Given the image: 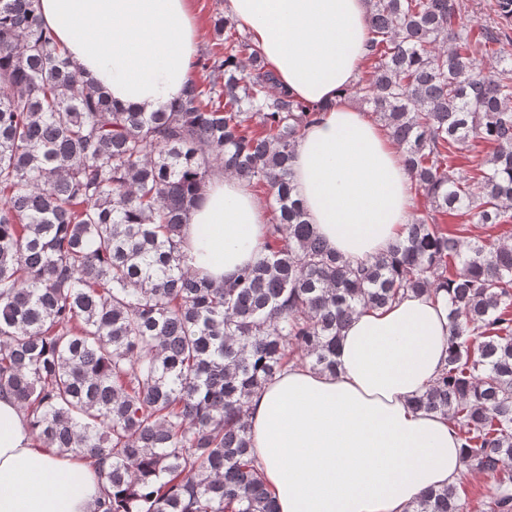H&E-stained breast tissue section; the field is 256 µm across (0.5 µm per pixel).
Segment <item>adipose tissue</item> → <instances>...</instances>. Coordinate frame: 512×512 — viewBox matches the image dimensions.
<instances>
[{"mask_svg": "<svg viewBox=\"0 0 512 512\" xmlns=\"http://www.w3.org/2000/svg\"><path fill=\"white\" fill-rule=\"evenodd\" d=\"M296 98L326 104L291 162L306 217L348 260L385 252L408 223L413 185L380 124L348 102L366 57V0H224ZM73 65L139 112L177 100L200 34L189 0H39ZM269 211L214 172L181 228L198 276L220 284L261 252ZM444 298L410 294L353 316L335 372L291 367L253 395L251 442L278 512H410L430 488L465 475L448 420L416 411L447 356ZM103 483L85 462L43 447L11 396H0V512H97Z\"/></svg>", "mask_w": 512, "mask_h": 512, "instance_id": "adipose-tissue-1", "label": "adipose tissue"}]
</instances>
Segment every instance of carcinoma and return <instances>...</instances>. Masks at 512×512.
Listing matches in <instances>:
<instances>
[{
  "mask_svg": "<svg viewBox=\"0 0 512 512\" xmlns=\"http://www.w3.org/2000/svg\"><path fill=\"white\" fill-rule=\"evenodd\" d=\"M0 0V393L41 443L91 461L104 512H277L253 456L250 397L290 364L336 371L361 309L448 292V357L416 407L448 419L512 512V245L446 217L512 224V0L500 30L464 0H367L370 75L355 92L430 210L367 261L309 224L291 161L321 106L297 99L235 24L167 112L112 102L41 23ZM498 55L496 65L485 57ZM483 163H452L470 140ZM221 169L271 197L263 254L229 285L185 264L179 228ZM454 487L412 512H469Z\"/></svg>",
  "mask_w": 512,
  "mask_h": 512,
  "instance_id": "obj_1",
  "label": "carcinoma"
}]
</instances>
